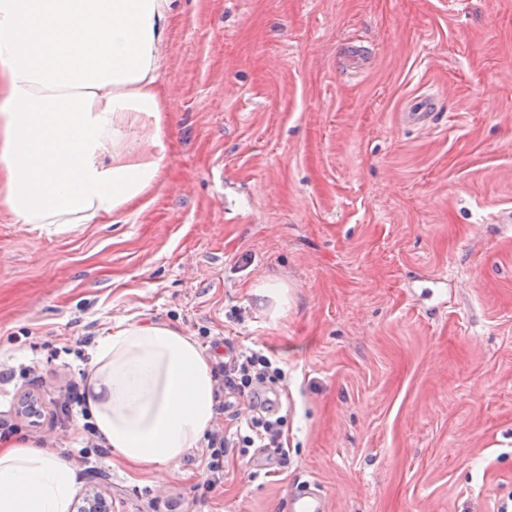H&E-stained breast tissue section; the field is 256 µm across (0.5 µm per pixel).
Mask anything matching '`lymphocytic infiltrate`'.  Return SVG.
Instances as JSON below:
<instances>
[{"mask_svg":"<svg viewBox=\"0 0 512 512\" xmlns=\"http://www.w3.org/2000/svg\"><path fill=\"white\" fill-rule=\"evenodd\" d=\"M213 374L219 391L226 395L225 408H233L235 398L242 397L248 403V412L234 432L216 430L210 434L207 487H214L223 479L224 458L232 448L243 456L249 455L251 449L263 448L271 451L280 463H287L286 419L278 415L271 398L276 384L284 377L278 360L261 349H244L216 362Z\"/></svg>","mask_w":512,"mask_h":512,"instance_id":"lymphocytic-infiltrate-1","label":"lymphocytic infiltrate"}]
</instances>
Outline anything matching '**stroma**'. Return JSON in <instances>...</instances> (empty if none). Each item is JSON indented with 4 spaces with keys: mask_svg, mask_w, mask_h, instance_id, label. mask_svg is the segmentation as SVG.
Returning a JSON list of instances; mask_svg holds the SVG:
<instances>
[{
    "mask_svg": "<svg viewBox=\"0 0 512 512\" xmlns=\"http://www.w3.org/2000/svg\"><path fill=\"white\" fill-rule=\"evenodd\" d=\"M157 188L53 232L0 209V419L112 512H500L512 504V0H181ZM361 65L347 64L350 47ZM437 97L428 128L408 103ZM288 289L279 317L257 286ZM211 360L274 350L288 463L174 475L86 445L59 406L118 322ZM33 366L37 384L20 377ZM40 402L37 425L15 410ZM290 512H327V500L314 485L304 486L289 502Z\"/></svg>",
    "mask_w": 512,
    "mask_h": 512,
    "instance_id": "obj_1",
    "label": "stroma"
}]
</instances>
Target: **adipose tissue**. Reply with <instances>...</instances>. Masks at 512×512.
Listing matches in <instances>:
<instances>
[{
  "label": "adipose tissue",
  "mask_w": 512,
  "mask_h": 512,
  "mask_svg": "<svg viewBox=\"0 0 512 512\" xmlns=\"http://www.w3.org/2000/svg\"><path fill=\"white\" fill-rule=\"evenodd\" d=\"M175 0H0V208L18 224H91L156 184L158 88ZM151 120L144 141L125 128ZM86 410L113 455L169 472L215 416L199 343L125 323L89 347ZM74 468L33 443L0 448V512H71Z\"/></svg>",
  "instance_id": "adipose-tissue-1"
}]
</instances>
